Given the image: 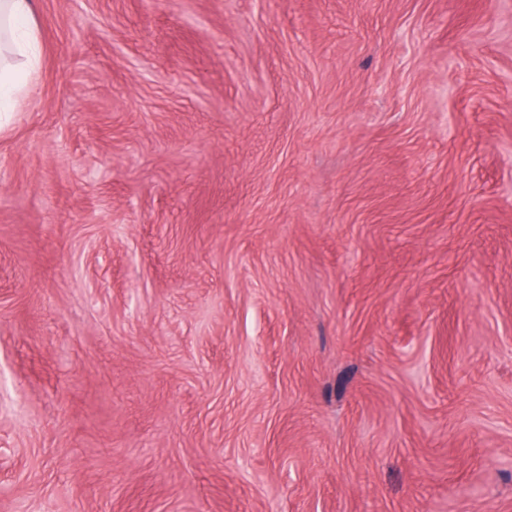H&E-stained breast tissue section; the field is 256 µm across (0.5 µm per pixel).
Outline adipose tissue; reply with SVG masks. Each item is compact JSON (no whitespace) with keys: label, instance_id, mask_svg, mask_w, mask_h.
Instances as JSON below:
<instances>
[{"label":"adipose tissue","instance_id":"obj_1","mask_svg":"<svg viewBox=\"0 0 512 512\" xmlns=\"http://www.w3.org/2000/svg\"><path fill=\"white\" fill-rule=\"evenodd\" d=\"M37 43L34 0H0V45L7 51L0 58V92L9 89L15 70H35Z\"/></svg>","mask_w":512,"mask_h":512}]
</instances>
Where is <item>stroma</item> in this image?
<instances>
[{"label":"stroma","instance_id":"stroma-1","mask_svg":"<svg viewBox=\"0 0 512 512\" xmlns=\"http://www.w3.org/2000/svg\"><path fill=\"white\" fill-rule=\"evenodd\" d=\"M36 22L0 512H512V0Z\"/></svg>","mask_w":512,"mask_h":512}]
</instances>
